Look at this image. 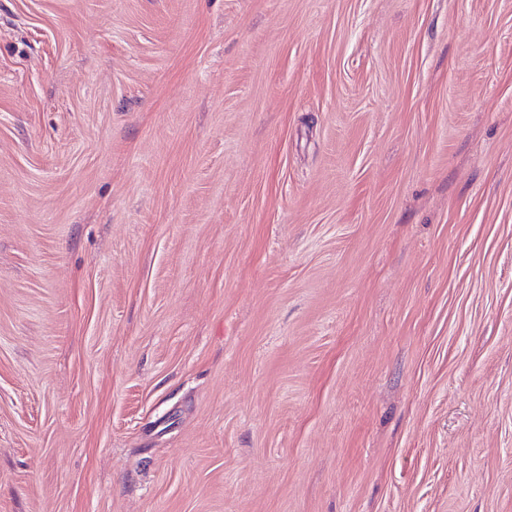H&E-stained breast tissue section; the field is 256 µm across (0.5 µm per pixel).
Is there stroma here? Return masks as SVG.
<instances>
[{
    "label": "stroma",
    "instance_id": "35a3bbf8",
    "mask_svg": "<svg viewBox=\"0 0 512 512\" xmlns=\"http://www.w3.org/2000/svg\"><path fill=\"white\" fill-rule=\"evenodd\" d=\"M0 512H512V0H0Z\"/></svg>",
    "mask_w": 512,
    "mask_h": 512
}]
</instances>
